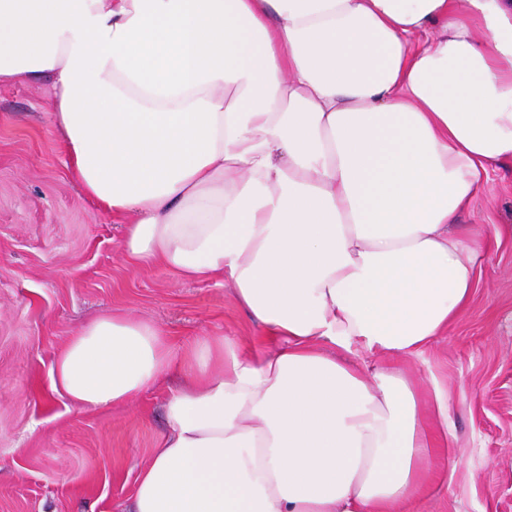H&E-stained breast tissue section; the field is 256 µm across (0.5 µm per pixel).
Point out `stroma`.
Returning a JSON list of instances; mask_svg holds the SVG:
<instances>
[{"label": "stroma", "mask_w": 512, "mask_h": 512, "mask_svg": "<svg viewBox=\"0 0 512 512\" xmlns=\"http://www.w3.org/2000/svg\"><path fill=\"white\" fill-rule=\"evenodd\" d=\"M51 105L48 83L0 86V512H126L166 431L169 390L79 410L51 391L57 354L113 310L177 343L206 332L248 342L259 326L224 280L126 263L119 225L69 173ZM459 229L487 245L471 300L406 366L420 389L433 373L447 386L460 461L414 512H512V162L492 170Z\"/></svg>", "instance_id": "1"}]
</instances>
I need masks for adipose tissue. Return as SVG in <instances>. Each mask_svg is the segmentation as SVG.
I'll return each mask as SVG.
<instances>
[{"label": "adipose tissue", "instance_id": "adipose-tissue-1", "mask_svg": "<svg viewBox=\"0 0 512 512\" xmlns=\"http://www.w3.org/2000/svg\"><path fill=\"white\" fill-rule=\"evenodd\" d=\"M49 81L121 250L224 279L262 329L173 346L116 311L57 355L80 410L169 378L131 512H412L406 373L466 306L454 229L512 160V0H0V85Z\"/></svg>", "mask_w": 512, "mask_h": 512}]
</instances>
